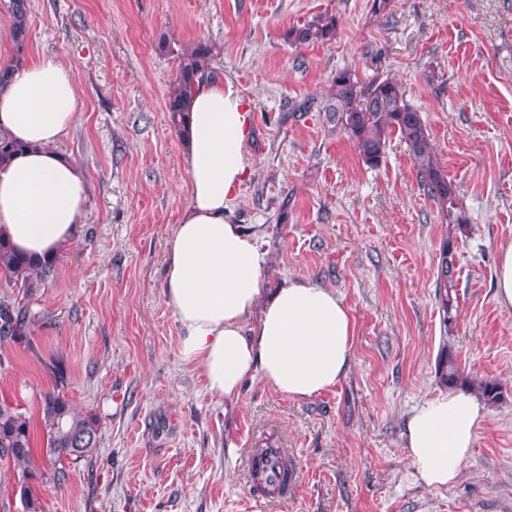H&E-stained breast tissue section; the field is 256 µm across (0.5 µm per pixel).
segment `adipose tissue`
I'll use <instances>...</instances> for the list:
<instances>
[{"label": "adipose tissue", "instance_id": "adipose-tissue-1", "mask_svg": "<svg viewBox=\"0 0 512 512\" xmlns=\"http://www.w3.org/2000/svg\"><path fill=\"white\" fill-rule=\"evenodd\" d=\"M80 108L70 68L53 56L14 67L0 86V134L24 146L0 165V238L35 262L57 258L85 222L86 173L58 150ZM190 115V199L164 258V295L181 329L182 358L229 405L249 378L296 401L314 399L350 368V311L335 291L302 280L266 295L265 254L231 211L248 174L250 109L211 82L196 91ZM483 416L478 397L461 390L413 410L403 441L419 483L438 488L458 478Z\"/></svg>", "mask_w": 512, "mask_h": 512}]
</instances>
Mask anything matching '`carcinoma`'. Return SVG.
Masks as SVG:
<instances>
[{
  "label": "carcinoma",
  "mask_w": 512,
  "mask_h": 512,
  "mask_svg": "<svg viewBox=\"0 0 512 512\" xmlns=\"http://www.w3.org/2000/svg\"><path fill=\"white\" fill-rule=\"evenodd\" d=\"M30 9V0H8L7 10L12 16L14 62L17 65L26 59ZM336 32V17L319 14L289 28L285 39L297 47L309 46L334 39ZM157 48L160 53L172 56L175 62V79L166 101V112L174 130L183 136L188 132L190 103L196 88L213 78V46L199 41L192 46L176 49L161 37ZM314 108L324 114V121L332 131L352 142L359 157L370 167L380 165L391 137L398 135L417 167L423 190L436 204L439 213L448 219V223L463 227L466 219L459 207L455 184L441 168L425 122L420 112L407 100V90L403 84L380 75L362 80L352 69H338L330 79V89L324 99L294 101L289 111L302 113ZM54 271L55 262L34 265L0 238V272L9 281L20 285L23 298L33 300L52 279ZM437 283L438 287L444 289L441 307L445 313L444 322L449 323L453 321L451 311L454 307V257L449 240L443 243L437 266ZM34 319L35 314L29 304L9 299L0 301V339L27 338ZM440 366L441 380L446 386L468 390L475 386L480 397L490 406L502 400L503 391L499 382H475L461 371L452 353L441 357ZM40 409L46 439V447L42 449L43 458L51 465L54 479L61 483L67 478L66 464L87 458L96 450L100 424L91 413H77L60 391L45 392ZM70 448L80 449L79 455L68 458ZM0 457L25 464L26 475L37 478L31 418L5 401L0 403ZM20 497L26 512H41V504L31 486H22Z\"/></svg>",
  "instance_id": "carcinoma-1"
}]
</instances>
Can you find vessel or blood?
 Returning a JSON list of instances; mask_svg holds the SVG:
<instances>
[{"mask_svg": "<svg viewBox=\"0 0 512 512\" xmlns=\"http://www.w3.org/2000/svg\"><path fill=\"white\" fill-rule=\"evenodd\" d=\"M291 454V448L284 441L273 443L271 448L265 449L263 457L246 454L244 469L249 493L255 504L267 508L287 500L288 493L281 488L282 463Z\"/></svg>", "mask_w": 512, "mask_h": 512, "instance_id": "obj_1", "label": "vessel or blood"}]
</instances>
